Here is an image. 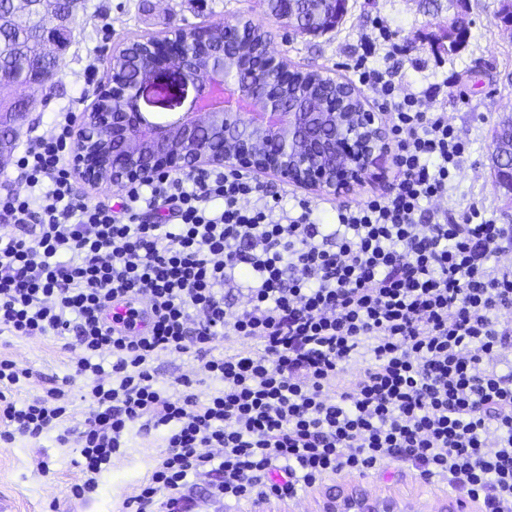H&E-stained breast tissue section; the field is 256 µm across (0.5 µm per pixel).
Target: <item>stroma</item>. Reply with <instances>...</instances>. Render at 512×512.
<instances>
[{
    "label": "stroma",
    "mask_w": 512,
    "mask_h": 512,
    "mask_svg": "<svg viewBox=\"0 0 512 512\" xmlns=\"http://www.w3.org/2000/svg\"><path fill=\"white\" fill-rule=\"evenodd\" d=\"M448 0H348L347 12L333 29L316 36L282 35L277 19L265 0H87L78 12L74 42L60 57L57 75L47 87H18V98L49 97L47 108L33 110L22 133L25 138L49 133L57 112L75 103L87 109L96 87L109 77L104 48L125 41L164 34L174 27L210 26L249 16L274 35V47L293 66L321 68L341 78H351L350 66L360 53L362 34L384 24L392 43L401 52L402 92H418L429 85L447 83L448 92L439 103L449 122L468 141L469 150L447 199L438 209L456 215L475 203L497 223L512 224V201L495 183L490 165L493 129L498 118L512 110V34L498 25L500 0H469L472 24L462 47L454 54L434 49L431 37L451 12ZM262 184L274 191L288 190L297 198H308L319 207L353 205L371 194L386 192V185L366 184L336 196H306L296 187H283L270 177ZM10 358L29 369V380L6 389L7 400L20 404L34 400L52 387L68 385L74 404L65 426L80 427L86 405L81 400L85 383L73 378L75 352L62 340L48 337L18 338L0 335V358ZM155 374L161 386H171L182 376L197 379V391L205 395L215 389L204 378L202 361L190 355L158 357ZM164 430L133 429L122 455L114 457L110 469L99 478L95 492L73 498L70 488L82 474L76 466V439L61 442L57 432L40 438L18 437L0 441V512H120L140 481L154 468L164 444ZM360 485L371 494H387L402 501L408 512H431L446 506L450 512H476L471 501L426 485L405 471L382 476L339 477L320 489L291 500L265 504V512H318L328 493Z\"/></svg>",
    "instance_id": "stroma-1"
}]
</instances>
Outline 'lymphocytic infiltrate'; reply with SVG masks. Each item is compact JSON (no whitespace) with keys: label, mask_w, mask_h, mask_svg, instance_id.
Masks as SVG:
<instances>
[{"label":"lymphocytic infiltrate","mask_w":512,"mask_h":512,"mask_svg":"<svg viewBox=\"0 0 512 512\" xmlns=\"http://www.w3.org/2000/svg\"><path fill=\"white\" fill-rule=\"evenodd\" d=\"M352 72L372 88L393 135L395 183L320 223L244 173L151 175L112 204L80 196L65 166L70 112L14 157L21 189L0 196V334L57 336L89 405L78 437L92 493L133 428L165 447L124 512H197L191 478L213 501L292 499L340 474L394 468L446 481L480 512H512V225L472 204L433 208L467 152L440 89L399 94L398 66ZM154 213L156 222L142 220ZM233 289L239 305L226 302ZM141 293L146 330L129 336L108 305ZM204 355L217 387L151 371L161 354ZM67 392L0 402V439L38 438L65 418Z\"/></svg>","instance_id":"lymphocytic-infiltrate-1"}]
</instances>
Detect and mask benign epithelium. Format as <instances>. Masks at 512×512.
Wrapping results in <instances>:
<instances>
[{"mask_svg":"<svg viewBox=\"0 0 512 512\" xmlns=\"http://www.w3.org/2000/svg\"><path fill=\"white\" fill-rule=\"evenodd\" d=\"M468 11L448 19L433 45L459 48ZM259 32L257 43L246 40ZM271 32L247 16L215 30L178 28L137 40L140 64H121L124 43L106 50L110 75L76 125L72 170L93 188L131 185L148 174L224 167L271 175L313 195H336L371 179L391 156V132L351 82L320 69H296L273 54ZM224 68L196 74L201 51ZM181 118L148 125L140 102L181 105ZM497 178L512 184V155L492 152ZM321 512H402L390 496L357 488L327 495Z\"/></svg>","mask_w":512,"mask_h":512,"instance_id":"7a95c632","label":"benign epithelium"}]
</instances>
